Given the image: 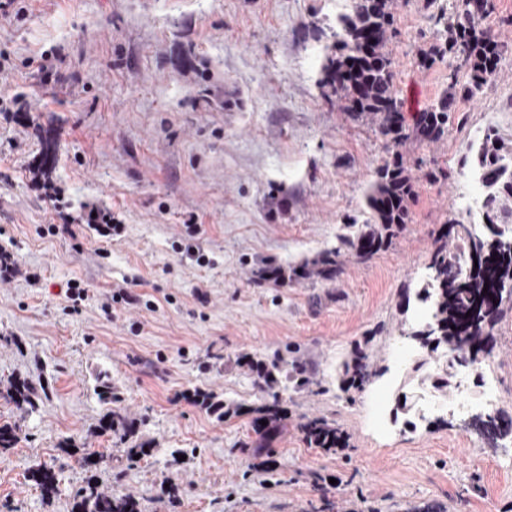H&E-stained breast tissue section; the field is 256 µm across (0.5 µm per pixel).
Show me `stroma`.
I'll return each instance as SVG.
<instances>
[{
	"label": "stroma",
	"instance_id": "35a3bbf8",
	"mask_svg": "<svg viewBox=\"0 0 512 512\" xmlns=\"http://www.w3.org/2000/svg\"><path fill=\"white\" fill-rule=\"evenodd\" d=\"M447 4L394 11L406 119L450 82L447 61L419 62L444 38ZM346 5L27 0L23 21L0 23L14 64L0 87V249L21 270L0 280V426L18 435L0 453V512H75L93 476L144 512H512V436L475 426L512 418V313L470 383L477 394L493 381L498 407L470 421L418 413L416 384L437 358L407 336L430 318L420 293L441 231L470 223L460 202L482 191L473 149L490 128L512 149V53L480 95L456 99L440 141L403 146L415 195L385 249L343 256L329 281L258 278L336 246L391 158L319 84ZM45 51L47 68L28 66ZM94 207L118 216L112 239L86 224ZM75 280L90 287L76 307ZM123 281L138 304L103 311ZM358 348L373 374L341 390L338 365ZM274 361L294 375L275 391L258 371ZM14 379L36 384V412L7 397ZM273 404L286 427L260 452L251 422ZM113 409L136 425L133 441L102 430ZM312 418L344 447L310 445ZM134 441L149 453L131 462ZM93 448L111 450L108 473L81 467ZM39 465L59 480L53 500L30 478Z\"/></svg>",
	"mask_w": 512,
	"mask_h": 512
}]
</instances>
